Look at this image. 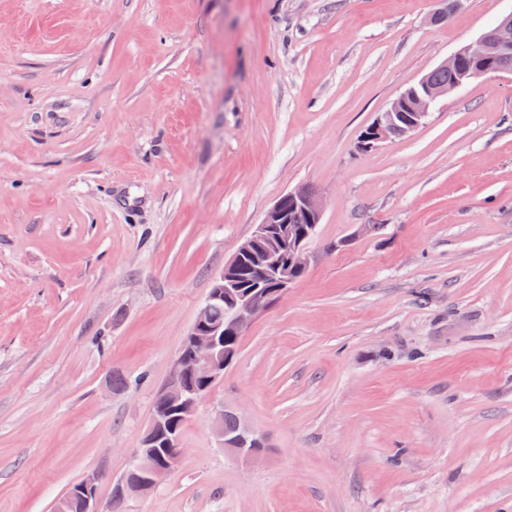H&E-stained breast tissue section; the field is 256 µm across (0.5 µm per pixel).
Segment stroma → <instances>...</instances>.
Wrapping results in <instances>:
<instances>
[{
    "mask_svg": "<svg viewBox=\"0 0 512 512\" xmlns=\"http://www.w3.org/2000/svg\"><path fill=\"white\" fill-rule=\"evenodd\" d=\"M512 0H0V512L109 503L214 277L323 206L120 512H512V76L358 153ZM123 376L125 390L112 388ZM222 403L266 443L224 455ZM100 479L101 476L99 474H91L83 479L79 484H74L58 503V505L65 503L63 511L58 512H82V510L83 512L105 511V507L99 503L96 493ZM76 485L77 487L75 488ZM73 489V494L80 499L81 505L79 501L72 496Z\"/></svg>",
    "mask_w": 512,
    "mask_h": 512,
    "instance_id": "stroma-1",
    "label": "stroma"
}]
</instances>
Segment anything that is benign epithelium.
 I'll return each mask as SVG.
<instances>
[{
    "instance_id": "1",
    "label": "benign epithelium",
    "mask_w": 512,
    "mask_h": 512,
    "mask_svg": "<svg viewBox=\"0 0 512 512\" xmlns=\"http://www.w3.org/2000/svg\"><path fill=\"white\" fill-rule=\"evenodd\" d=\"M511 61L512 13L493 29L461 46L441 64L448 71L457 73L458 78L452 85L437 87L426 74L401 92L385 112L370 124L367 132L360 136L358 151L370 152L394 136L400 137L414 131L425 122L437 99L488 72H512L509 69ZM322 211L321 201L313 194L297 190L283 195L266 212L252 236L239 246L224 265V271L215 277L164 386L167 400L177 411L190 418L205 399L199 390L183 384L184 376L193 375L206 385L224 380V371L230 362V357L224 354V330L238 336L244 335L258 314L270 307L293 283L292 274L308 268L306 243L311 235L310 229L321 223ZM258 247L261 248L257 259L258 269L269 287L232 294L242 257ZM224 300L229 304L225 325L215 322L211 316L215 304ZM223 420L224 404L214 405L210 421L219 446L246 462L259 459L261 454L256 446L262 442V436L243 422L239 434L229 439L224 435ZM166 429L168 424L164 417L152 416L141 448L137 449L126 476L114 489L117 496L124 499L153 490L178 463L182 448L180 439L176 437L169 440V444L175 447L170 459L156 460L155 445L159 437L166 434ZM100 479L101 475L91 474L74 489L73 494L80 499L83 512H105V507L97 499Z\"/></svg>"
}]
</instances>
